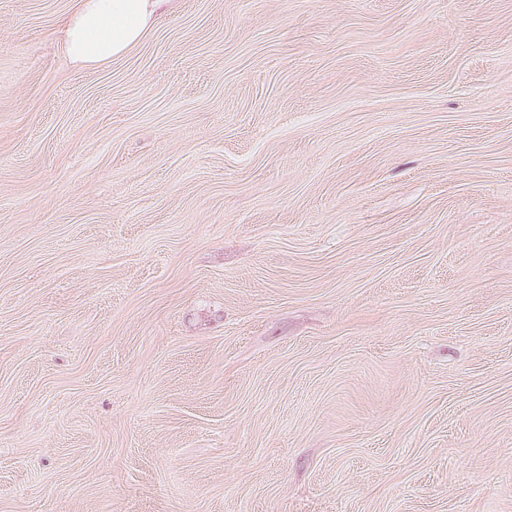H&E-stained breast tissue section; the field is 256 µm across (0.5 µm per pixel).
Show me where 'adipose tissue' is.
<instances>
[{"instance_id": "obj_1", "label": "adipose tissue", "mask_w": 512, "mask_h": 512, "mask_svg": "<svg viewBox=\"0 0 512 512\" xmlns=\"http://www.w3.org/2000/svg\"><path fill=\"white\" fill-rule=\"evenodd\" d=\"M173 0H78L61 42L68 58L93 69L137 46Z\"/></svg>"}]
</instances>
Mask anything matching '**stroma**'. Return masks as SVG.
I'll return each mask as SVG.
<instances>
[{"mask_svg":"<svg viewBox=\"0 0 512 512\" xmlns=\"http://www.w3.org/2000/svg\"><path fill=\"white\" fill-rule=\"evenodd\" d=\"M75 5L0 0V512H512V0ZM174 0H78L61 42L68 58L93 69L137 46Z\"/></svg>","mask_w":512,"mask_h":512,"instance_id":"35a3bbf8","label":"stroma"}]
</instances>
